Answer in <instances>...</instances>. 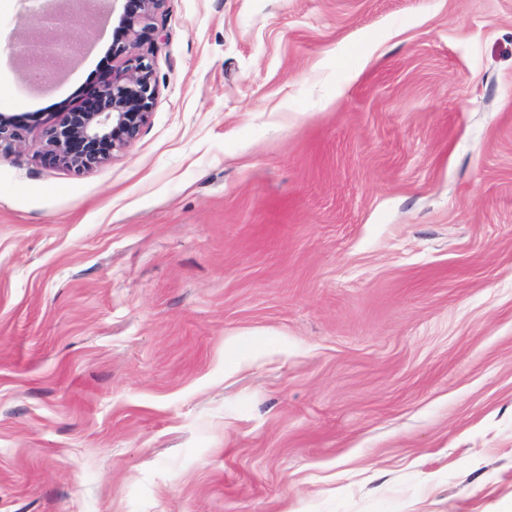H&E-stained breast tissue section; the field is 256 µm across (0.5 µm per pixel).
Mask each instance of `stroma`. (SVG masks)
<instances>
[{
	"instance_id": "35a3bbf8",
	"label": "stroma",
	"mask_w": 512,
	"mask_h": 512,
	"mask_svg": "<svg viewBox=\"0 0 512 512\" xmlns=\"http://www.w3.org/2000/svg\"><path fill=\"white\" fill-rule=\"evenodd\" d=\"M101 9L30 85L0 0V512H504L512 0H166L78 174ZM119 1L125 3L115 15ZM165 1H112V57L119 64L80 109L42 130V156L48 164L86 172L139 138L157 95L153 61L140 48L155 32L153 20ZM25 126L21 117L8 112L0 113V159L24 139Z\"/></svg>"
}]
</instances>
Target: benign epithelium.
Instances as JSON below:
<instances>
[{"label": "benign epithelium", "instance_id": "obj_1", "mask_svg": "<svg viewBox=\"0 0 512 512\" xmlns=\"http://www.w3.org/2000/svg\"><path fill=\"white\" fill-rule=\"evenodd\" d=\"M30 32L9 47L29 67L28 79L38 81L45 68L80 55V43L70 37L89 22L99 0H26ZM112 15L115 41L112 57L119 64L110 78L80 109L64 113L42 130L44 160L74 172L96 168L114 152L131 146L140 136L157 95L153 61L140 51L155 32V15L165 0H123ZM21 117L0 113V157L24 139Z\"/></svg>", "mask_w": 512, "mask_h": 512}]
</instances>
